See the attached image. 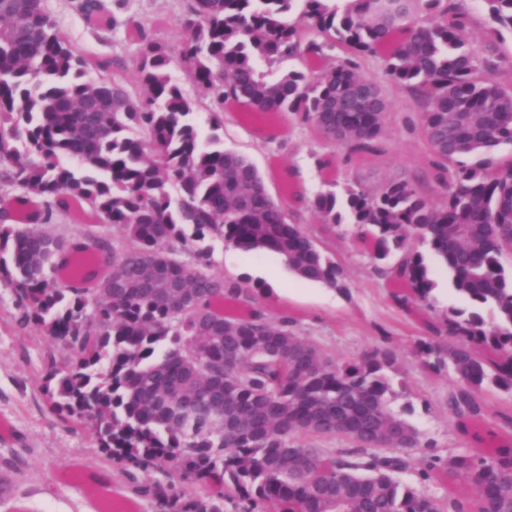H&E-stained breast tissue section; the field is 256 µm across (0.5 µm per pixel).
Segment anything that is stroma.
Wrapping results in <instances>:
<instances>
[{"mask_svg":"<svg viewBox=\"0 0 512 512\" xmlns=\"http://www.w3.org/2000/svg\"><path fill=\"white\" fill-rule=\"evenodd\" d=\"M48 3L62 34L76 47L99 53L134 52L123 28L114 29L103 41L60 0ZM170 4L171 0H112V12L119 20L131 14L150 20L167 16L156 36L172 46L178 41L179 29L176 18L169 15ZM405 117L402 110L392 111L386 123L387 153L347 167L346 179L375 189L417 173L421 164L417 135L406 125ZM224 145L249 157L263 174L273 199L283 196L280 173L289 167L298 169L302 192L311 196L322 187L314 156L325 147L302 130L295 116L284 119L281 135L273 143L264 142L253 126L225 123ZM326 250L343 270L345 292L296 278L281 257L270 252L245 253L224 246L216 250L214 259L226 277L241 278L260 288L259 300L270 307L273 316L296 317L300 336L316 341L336 362L360 358L377 348L393 350L397 357L390 373L393 406L413 408L409 420L424 443L417 460L476 451V444L459 435L448 414L446 400L453 374L421 368L414 354L415 343L423 334L420 321L393 306L386 280L374 272L357 244L354 226L340 225ZM272 275L286 288L287 297L271 293L268 278ZM21 315L10 286L0 283V423L8 427L7 434H0V460H13L19 467L14 494L0 499V512H103L109 504L126 512H157L145 489L166 483L164 474L137 470L125 476L119 467L104 462L84 428L52 410L46 396V367L52 361L64 366L68 354L36 326H20Z\"/></svg>","mask_w":512,"mask_h":512,"instance_id":"stroma-1","label":"stroma"}]
</instances>
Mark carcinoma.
<instances>
[{"mask_svg":"<svg viewBox=\"0 0 512 512\" xmlns=\"http://www.w3.org/2000/svg\"><path fill=\"white\" fill-rule=\"evenodd\" d=\"M176 2V48L155 36L165 17L130 15L125 54L79 52L46 0H0V280L69 355L48 368L52 409L106 461L178 479L155 488L163 512H512V414L491 424L483 400L512 391V157L494 160L512 146V0H482L496 26L479 52L471 0ZM68 6L95 34L117 25L107 0ZM396 98L420 173L339 183L341 166L387 152ZM288 112L340 152L316 158L328 189L305 196L290 169L277 202L224 148V117L258 119L273 140ZM306 212L318 233L298 223ZM342 224L400 311L436 308L429 256L467 302L423 318L415 346L423 368L453 371L458 432L493 443L426 463L421 479L446 495L400 478L423 444L392 407V350L340 364L214 271L219 245L266 250L343 292L317 243ZM336 439L346 446L325 445Z\"/></svg>","mask_w":512,"mask_h":512,"instance_id":"1","label":"carcinoma"}]
</instances>
